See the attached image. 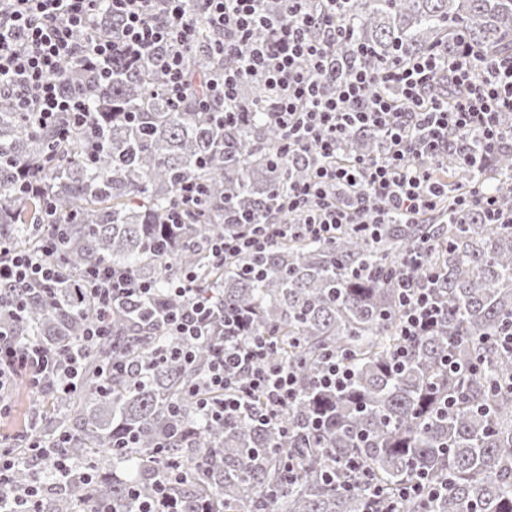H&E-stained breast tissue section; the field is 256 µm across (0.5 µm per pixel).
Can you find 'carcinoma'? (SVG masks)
I'll return each mask as SVG.
<instances>
[{
    "label": "carcinoma",
    "instance_id": "carcinoma-1",
    "mask_svg": "<svg viewBox=\"0 0 512 512\" xmlns=\"http://www.w3.org/2000/svg\"><path fill=\"white\" fill-rule=\"evenodd\" d=\"M352 13L354 40L370 48L366 64L376 69L437 45L452 51L462 38L489 54L512 51V0H355ZM94 20L100 31L119 32L107 4ZM218 41L198 26L186 67L224 66ZM163 83L153 62L123 70L90 87L88 122L68 117L61 130L39 128L0 92V238L28 251L55 239L63 280L54 303L20 291L26 314L14 335L54 353L79 339L94 318L84 284L97 266L127 272L174 304L183 299L164 289L191 271L215 319L253 312L246 335L267 339L268 361L288 366L299 390L264 428L226 417L191 433L190 388L205 375L210 347L196 345L190 364L158 363L159 349L180 339L151 323L150 304L137 300L89 351L79 389L44 404L34 440L71 435L76 471L93 475L94 498L112 512L155 499L160 467L150 455L162 441L163 459L185 470L173 491L177 512H363L366 482L393 492L417 480L444 488L435 499H408L403 512H512V350L493 346L512 324V226L485 224L476 212L446 224L442 210L426 224H384L375 239L350 229L329 242L290 236L257 258L219 263L211 245L231 228L224 215L288 220L279 202L288 178L305 177L307 168L275 159L284 134L265 118L260 85L240 86L250 112L226 121L222 105L203 109L192 91L177 104ZM379 150L376 133L351 132L349 156ZM26 170L42 175L43 194L17 191ZM480 173L511 209L512 151ZM480 173L448 167V209L457 188ZM187 181L205 187L200 203L182 202ZM176 212L182 224L172 230ZM420 238L435 242L426 265L440 275L444 316L407 344L395 279L402 253ZM254 263L266 270L258 279L243 270ZM404 344L408 360L392 371L391 356ZM329 353L354 372L336 394L314 384ZM39 512H76L75 500L49 488Z\"/></svg>",
    "mask_w": 512,
    "mask_h": 512
}]
</instances>
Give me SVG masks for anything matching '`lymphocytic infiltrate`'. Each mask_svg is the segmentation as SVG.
<instances>
[{"instance_id":"f902f5d3","label":"lymphocytic infiltrate","mask_w":512,"mask_h":512,"mask_svg":"<svg viewBox=\"0 0 512 512\" xmlns=\"http://www.w3.org/2000/svg\"><path fill=\"white\" fill-rule=\"evenodd\" d=\"M98 0H0V91L13 94L38 126H57L63 115H88L89 83L111 80L114 67L136 70L156 61L165 89L174 101L186 98L191 75L184 49L193 44L198 22L224 36L223 69L203 73L200 105L223 103L225 111L242 112L238 86L246 80L262 84L270 100L268 117L284 132L289 161L309 167L305 179L288 183V210L298 222L245 220L242 229L226 233L212 247L215 257L231 260L263 253L277 240L294 235L330 239L344 227L375 236L379 225L422 223L435 210L445 189L437 176L448 162L479 168L488 154L512 149V127L502 114H512V53L489 55L480 47L459 43L453 52L431 49L402 65L372 71L364 60L368 49L353 44L351 0H283L281 21L267 23L265 0H112L122 24L119 36L101 32L79 41V32L94 24ZM250 51L238 55L242 42ZM351 54H343V45ZM162 56H155L156 48ZM447 77L452 103L434 100L433 86ZM398 88L392 100L389 88ZM371 130L386 139L387 152L366 160L343 159L351 129ZM483 136L473 146L466 137ZM460 206L480 213L486 223L512 224V209L503 210L496 193L475 181L458 196ZM55 244L37 252L0 245V284L26 289L52 287L60 272L52 256ZM192 275L174 289L189 303L155 311L154 318L182 347L162 350L160 362H191L193 344L212 341L214 353L193 394L196 408L211 421L247 413L246 397L258 392L263 410L253 421L268 425L297 393L293 371L266 361L269 344L261 336H244L242 315L224 322V336H212L213 310L196 299ZM405 314L401 334L412 340L436 327L442 310L431 287L408 276L398 281ZM88 302L95 320L64 354L37 344L17 345L0 326V394L18 377L38 384L48 376L62 390L76 389L90 346L110 334L114 306L138 298L151 299V285L132 286L129 277L108 269L89 274ZM248 386H237L240 374ZM67 437L33 444L37 458L49 460L59 484L91 485L90 474L75 475L64 449ZM12 441L0 446V512H38L41 485L15 486L19 465Z\"/></svg>"}]
</instances>
